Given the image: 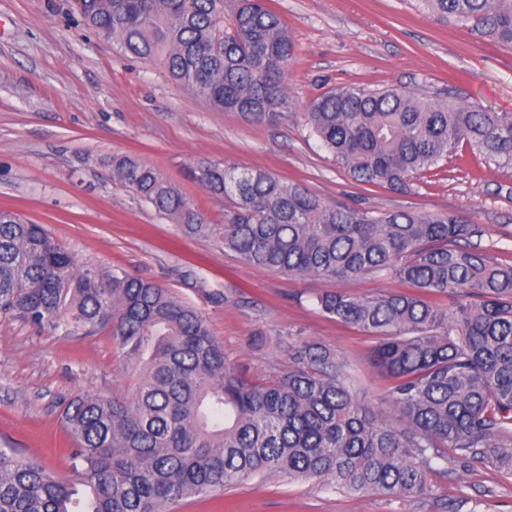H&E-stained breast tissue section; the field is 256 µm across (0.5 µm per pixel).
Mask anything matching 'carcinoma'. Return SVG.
Returning <instances> with one entry per match:
<instances>
[{"label": "carcinoma", "mask_w": 512, "mask_h": 512, "mask_svg": "<svg viewBox=\"0 0 512 512\" xmlns=\"http://www.w3.org/2000/svg\"><path fill=\"white\" fill-rule=\"evenodd\" d=\"M425 8L512 47V0H422ZM124 56L159 61L177 84L253 123L286 118L294 45L266 0H73ZM310 132L361 183L411 179L467 144L512 168V113L472 109L397 87H343L316 98ZM116 185L189 234L217 236L249 265L341 282L388 275L375 297L325 291L327 316L376 339L372 367L391 414L353 389L329 348L297 341L288 368L248 374L194 307L124 273L105 280L40 225L0 211V317L78 335L110 327L136 374L131 396L62 403L71 444L62 475L0 448V512H168L257 475L330 481L361 495H432L433 463L490 462L512 473V265L471 242L449 213L357 210L261 169L203 162L189 176L224 199V223L157 167L108 160ZM443 295L447 304L430 301Z\"/></svg>", "instance_id": "1"}]
</instances>
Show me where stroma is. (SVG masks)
Returning <instances> with one entry per match:
<instances>
[{
  "label": "stroma",
  "instance_id": "obj_1",
  "mask_svg": "<svg viewBox=\"0 0 512 512\" xmlns=\"http://www.w3.org/2000/svg\"><path fill=\"white\" fill-rule=\"evenodd\" d=\"M294 43L288 118L250 123L211 107L156 62L121 57L83 26L66 0H0V210L44 225L80 266L154 281L197 308L236 367L288 364L295 340L336 351L371 403L385 384L368 357L373 337L322 314L333 284L249 267L218 238L184 234L112 183L103 161L160 167L207 223L224 202L189 180L201 162L260 168L359 209L448 212L480 230L479 243L512 264V170L461 146L410 192L351 179L312 136L305 113L339 86H398L512 113V48L426 13L419 0H269ZM133 379L108 330L71 336L0 319V448L64 473L68 438L59 413L77 393L124 397ZM430 497L358 496L330 484L257 477L176 512H512V475L493 464H452Z\"/></svg>",
  "mask_w": 512,
  "mask_h": 512
}]
</instances>
